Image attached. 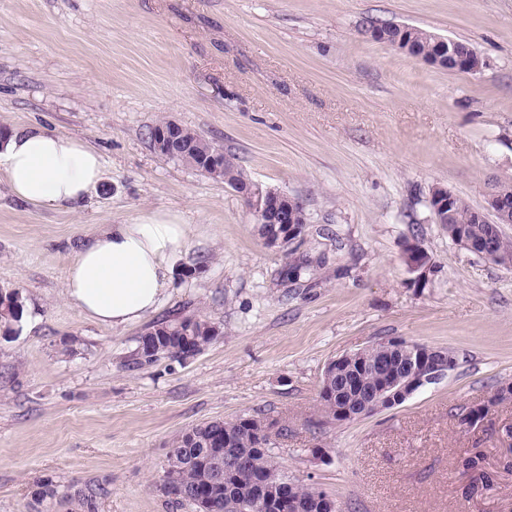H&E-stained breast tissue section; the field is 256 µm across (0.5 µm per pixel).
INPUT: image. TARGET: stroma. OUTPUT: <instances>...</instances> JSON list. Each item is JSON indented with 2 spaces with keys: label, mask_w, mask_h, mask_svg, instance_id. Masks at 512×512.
<instances>
[{
  "label": "stroma",
  "mask_w": 512,
  "mask_h": 512,
  "mask_svg": "<svg viewBox=\"0 0 512 512\" xmlns=\"http://www.w3.org/2000/svg\"><path fill=\"white\" fill-rule=\"evenodd\" d=\"M372 21L467 42L484 67L410 59ZM162 119L296 198L301 239L267 247L238 193L160 155ZM15 127L88 141L103 174L52 209L0 183V291L24 301L0 332V512H31L46 477L104 485L98 512H190L160 488L170 440L248 415L284 426L282 470L342 512H512V402L463 421L512 383V268L454 244L430 207L438 185L481 210L488 182L512 183V0H0V133ZM150 210L188 223L175 286L136 324L94 323L66 271L105 225ZM413 243L431 258L422 284ZM176 316L221 334L134 365L139 336ZM388 339L456 365L400 406L327 422V363ZM476 451L491 488L462 469Z\"/></svg>",
  "instance_id": "35a3bbf8"
}]
</instances>
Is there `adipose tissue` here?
I'll return each instance as SVG.
<instances>
[{
    "label": "adipose tissue",
    "mask_w": 512,
    "mask_h": 512,
    "mask_svg": "<svg viewBox=\"0 0 512 512\" xmlns=\"http://www.w3.org/2000/svg\"><path fill=\"white\" fill-rule=\"evenodd\" d=\"M100 153L83 139L26 128L0 139V181L21 200L54 208L81 201L99 182ZM182 214L149 211L108 225L66 272V297L87 318L123 328L154 313L182 259Z\"/></svg>",
    "instance_id": "adipose-tissue-1"
}]
</instances>
